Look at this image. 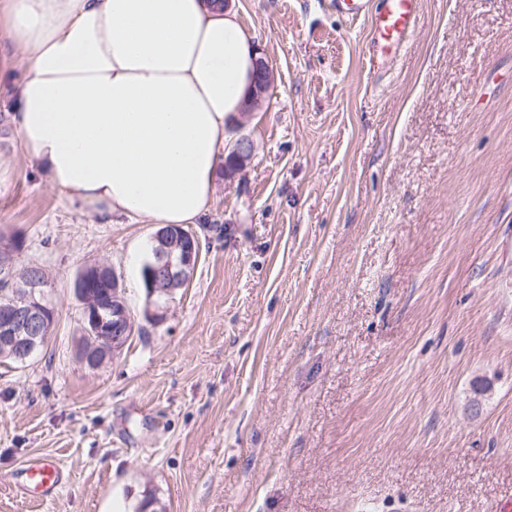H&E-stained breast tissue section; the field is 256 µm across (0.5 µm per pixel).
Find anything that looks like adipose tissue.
Returning <instances> with one entry per match:
<instances>
[{"instance_id": "1", "label": "adipose tissue", "mask_w": 512, "mask_h": 512, "mask_svg": "<svg viewBox=\"0 0 512 512\" xmlns=\"http://www.w3.org/2000/svg\"><path fill=\"white\" fill-rule=\"evenodd\" d=\"M25 59L12 121L49 185L104 221L195 224L258 51L215 0H0Z\"/></svg>"}]
</instances>
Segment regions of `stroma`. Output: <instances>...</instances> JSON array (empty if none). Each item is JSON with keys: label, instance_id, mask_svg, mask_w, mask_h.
Segmentation results:
<instances>
[{"label": "stroma", "instance_id": "stroma-1", "mask_svg": "<svg viewBox=\"0 0 512 512\" xmlns=\"http://www.w3.org/2000/svg\"><path fill=\"white\" fill-rule=\"evenodd\" d=\"M274 82L226 127L193 276L146 322L155 224L105 223L25 157L0 69V233L48 274L47 348L0 365V512H491L512 489V0H422L394 62L328 0H233ZM137 329L77 357L84 267ZM488 385L475 395L473 384ZM41 457L57 498L13 490Z\"/></svg>", "mask_w": 512, "mask_h": 512}]
</instances>
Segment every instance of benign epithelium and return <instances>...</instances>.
Instances as JSON below:
<instances>
[{
    "label": "benign epithelium",
    "mask_w": 512,
    "mask_h": 512,
    "mask_svg": "<svg viewBox=\"0 0 512 512\" xmlns=\"http://www.w3.org/2000/svg\"><path fill=\"white\" fill-rule=\"evenodd\" d=\"M273 80V71L268 63L262 58L257 59L253 100L245 106L244 112H249L261 101ZM234 154L237 157V171L240 172L254 154L253 141L246 138L239 140ZM180 236L186 241L185 247L157 249L154 251V260L148 263L145 275L148 302L144 317L154 324L161 322L165 316L164 306L159 304L157 297H169L183 287L198 263V237L184 228L180 229ZM16 251L12 243L0 248V255L3 256L0 266L9 271L0 289V311L5 314L4 320L0 322V351L23 361L48 341L55 310L44 291L48 283L47 276H35L27 270L18 275L12 270ZM92 275L112 278V306L101 307L96 304L85 311L84 332L90 338V347L83 359L86 364L92 363L101 342L110 347L112 355H119L130 340L128 332L135 327L126 302L119 293L120 283L115 269L108 264H98L93 272H85L87 278Z\"/></svg>",
    "instance_id": "1"
}]
</instances>
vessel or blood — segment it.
<instances>
[{"instance_id":"1","label":"vessel or blood","mask_w":512,"mask_h":512,"mask_svg":"<svg viewBox=\"0 0 512 512\" xmlns=\"http://www.w3.org/2000/svg\"><path fill=\"white\" fill-rule=\"evenodd\" d=\"M338 15L365 18L370 22L368 51L379 60L396 58L417 33L421 19V0H333ZM59 485V469L42 460L31 462L14 489L20 496L39 491L50 496Z\"/></svg>"}]
</instances>
